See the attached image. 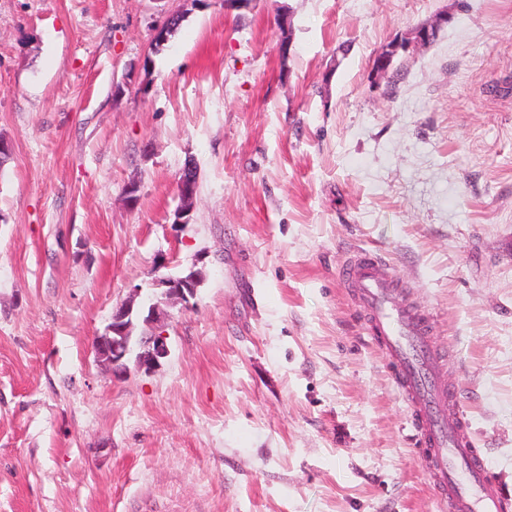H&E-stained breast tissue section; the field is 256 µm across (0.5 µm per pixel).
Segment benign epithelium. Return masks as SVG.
<instances>
[{
    "label": "benign epithelium",
    "instance_id": "benign-epithelium-1",
    "mask_svg": "<svg viewBox=\"0 0 512 512\" xmlns=\"http://www.w3.org/2000/svg\"><path fill=\"white\" fill-rule=\"evenodd\" d=\"M437 26H420L415 29L413 36L405 40L394 41L375 54L372 68L375 76H383L390 71L393 58L399 51L411 47H420L428 43ZM181 198L180 205L175 211V223L186 224L194 209L197 194V176L194 166L186 165L179 177ZM201 273L193 268L180 277L158 276L153 285L161 289L160 295L174 302L190 305V299L196 296ZM145 316V321L158 323L165 314L155 304L144 308L135 305L131 298L122 302L112 310L109 324L103 333L95 336L93 349L98 360L104 361L111 377L121 379L127 374L128 362L134 361L138 370L150 372L160 365L161 360L170 354L167 336L161 331H153L148 335H133L134 318Z\"/></svg>",
    "mask_w": 512,
    "mask_h": 512
}]
</instances>
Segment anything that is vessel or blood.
I'll use <instances>...</instances> for the list:
<instances>
[{"mask_svg": "<svg viewBox=\"0 0 512 512\" xmlns=\"http://www.w3.org/2000/svg\"><path fill=\"white\" fill-rule=\"evenodd\" d=\"M340 279L353 289L368 332L388 361L431 486L448 512H512V497L473 445L456 386L443 382L445 359L431 339L429 314L404 301L394 268L378 254L357 252L343 265Z\"/></svg>", "mask_w": 512, "mask_h": 512, "instance_id": "vessel-or-blood-1", "label": "vessel or blood"}]
</instances>
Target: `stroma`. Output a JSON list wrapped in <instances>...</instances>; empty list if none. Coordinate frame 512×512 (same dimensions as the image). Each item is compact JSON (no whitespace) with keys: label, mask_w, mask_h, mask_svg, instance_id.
I'll use <instances>...</instances> for the list:
<instances>
[{"label":"stroma","mask_w":512,"mask_h":512,"mask_svg":"<svg viewBox=\"0 0 512 512\" xmlns=\"http://www.w3.org/2000/svg\"><path fill=\"white\" fill-rule=\"evenodd\" d=\"M510 81L512 0H0V512H446L338 279L358 249L512 493ZM196 262L169 357L111 378L113 307ZM436 29L437 25L420 26L415 29L411 38L394 41L387 45L385 48H382L375 54L372 68L373 74H375L376 77L386 75L390 71L393 58L398 54L400 50L406 51L410 47L417 48L424 46L432 39ZM191 164L186 165L179 177L181 198L180 205L175 211V223L185 224L188 223L189 217L194 209V202L197 194V171Z\"/></svg>","instance_id":"1"}]
</instances>
